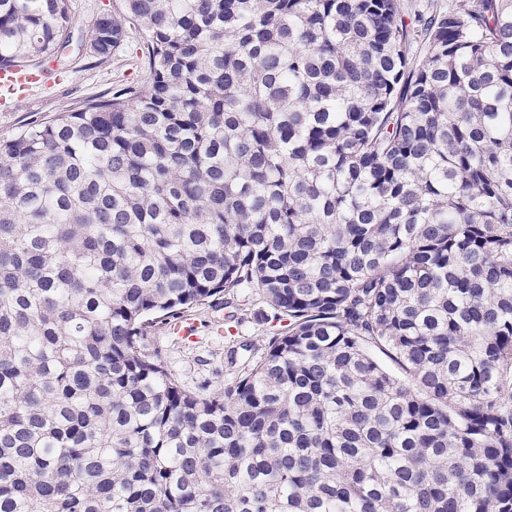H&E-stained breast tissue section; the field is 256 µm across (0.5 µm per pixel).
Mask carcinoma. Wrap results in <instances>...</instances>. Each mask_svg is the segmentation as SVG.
Returning a JSON list of instances; mask_svg holds the SVG:
<instances>
[{
	"label": "carcinoma",
	"instance_id": "obj_1",
	"mask_svg": "<svg viewBox=\"0 0 512 512\" xmlns=\"http://www.w3.org/2000/svg\"><path fill=\"white\" fill-rule=\"evenodd\" d=\"M415 22L105 15L89 56L132 24L148 85L0 140V512H512V0ZM72 29L0 0V69ZM250 288L287 324L230 384L145 352Z\"/></svg>",
	"mask_w": 512,
	"mask_h": 512
}]
</instances>
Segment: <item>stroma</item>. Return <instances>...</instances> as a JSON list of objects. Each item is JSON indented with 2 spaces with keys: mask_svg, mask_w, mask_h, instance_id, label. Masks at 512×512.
I'll use <instances>...</instances> for the list:
<instances>
[{
  "mask_svg": "<svg viewBox=\"0 0 512 512\" xmlns=\"http://www.w3.org/2000/svg\"><path fill=\"white\" fill-rule=\"evenodd\" d=\"M118 5L119 0H69L74 28L66 66L40 71L38 81L26 85L19 96L0 98V139L84 102L147 85L144 38L137 28L128 29L125 40L107 60L98 62L87 55L85 39L93 23ZM227 314L223 305L215 303L193 309L189 317L197 326V335L190 342L181 341L167 325L152 331L149 349L162 352L185 389L205 393L230 383L248 361L260 356L280 327L274 310L257 289L238 310V320L230 331L217 334L215 328L224 323Z\"/></svg>",
  "mask_w": 512,
  "mask_h": 512,
  "instance_id": "35a3bbf8",
  "label": "stroma"
}]
</instances>
